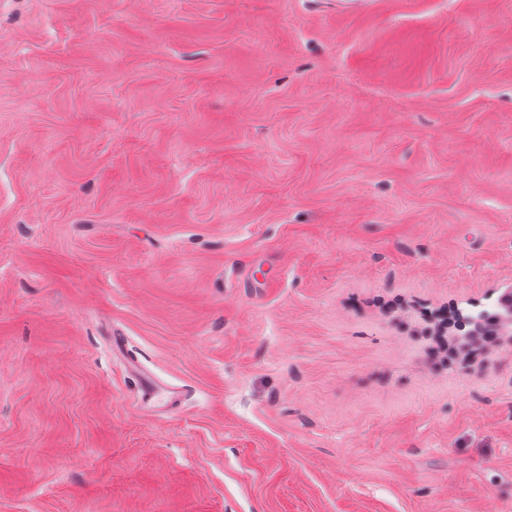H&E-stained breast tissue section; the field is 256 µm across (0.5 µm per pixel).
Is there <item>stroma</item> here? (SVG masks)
<instances>
[{
  "label": "stroma",
  "mask_w": 512,
  "mask_h": 512,
  "mask_svg": "<svg viewBox=\"0 0 512 512\" xmlns=\"http://www.w3.org/2000/svg\"><path fill=\"white\" fill-rule=\"evenodd\" d=\"M510 284L512 0H0V512H512ZM131 376L135 380L139 402L142 408H159L173 413L180 405L181 397L177 388L165 385L137 357L127 356Z\"/></svg>",
  "instance_id": "obj_1"
}]
</instances>
